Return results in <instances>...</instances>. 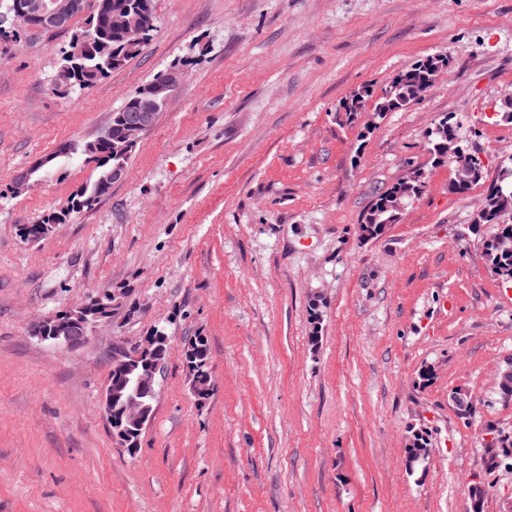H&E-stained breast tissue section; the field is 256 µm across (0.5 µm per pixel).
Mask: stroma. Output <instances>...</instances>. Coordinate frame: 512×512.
<instances>
[{"label": "stroma", "instance_id": "35a3bbf8", "mask_svg": "<svg viewBox=\"0 0 512 512\" xmlns=\"http://www.w3.org/2000/svg\"><path fill=\"white\" fill-rule=\"evenodd\" d=\"M141 54L58 92L85 23L0 37V512H512L496 372L512 360V282L473 225L483 186L449 191L428 133L449 121L486 180L512 156V0H155ZM450 61L425 96L373 110L398 74ZM179 82L126 175L41 239L25 225L97 175L78 149L161 73ZM362 93L363 108L345 104ZM28 188L17 176L62 146ZM384 234L363 215L412 173ZM112 295L87 342L36 322ZM169 338L136 453L102 408L117 346ZM209 349L213 390L184 352ZM474 401L462 416L450 396ZM421 435L429 453L409 465Z\"/></svg>", "mask_w": 512, "mask_h": 512}]
</instances>
